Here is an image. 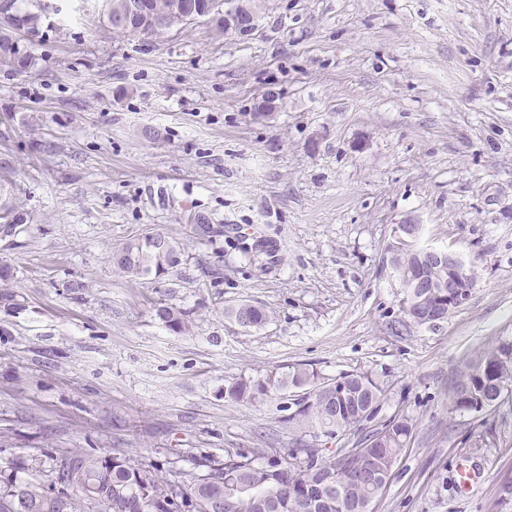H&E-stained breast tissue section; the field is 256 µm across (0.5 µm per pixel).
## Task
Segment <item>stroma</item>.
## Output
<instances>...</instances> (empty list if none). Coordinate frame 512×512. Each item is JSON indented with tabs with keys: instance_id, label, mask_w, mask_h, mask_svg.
<instances>
[{
	"instance_id": "obj_1",
	"label": "stroma",
	"mask_w": 512,
	"mask_h": 512,
	"mask_svg": "<svg viewBox=\"0 0 512 512\" xmlns=\"http://www.w3.org/2000/svg\"><path fill=\"white\" fill-rule=\"evenodd\" d=\"M55 2L19 37L29 67L0 65V207L24 218L0 233L22 303L0 312L16 442L0 468L92 442L176 480L228 448L331 455L404 418L374 512H512V395L448 409L461 362L512 344V0H224L247 3L252 31L202 18L152 36L112 30L102 0ZM398 224L475 274L437 326L395 329ZM148 233L183 261L130 278L112 257ZM161 299L192 312L191 334L162 324ZM244 300L266 324L225 316ZM297 364L369 372L387 398L336 440L290 430L288 392L224 395Z\"/></svg>"
}]
</instances>
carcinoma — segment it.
<instances>
[{
	"mask_svg": "<svg viewBox=\"0 0 512 512\" xmlns=\"http://www.w3.org/2000/svg\"><path fill=\"white\" fill-rule=\"evenodd\" d=\"M8 16H0V64L21 71L28 67L30 55L14 40L21 27L39 32L49 9L45 0H34L33 9L14 11L16 0H0ZM179 243L161 234L131 239L113 255L114 264L126 275H161L181 264ZM420 248L396 253L393 270L407 294L403 319L398 325L413 323L416 310H425L448 301V269L420 264ZM423 276L434 284L437 293L412 287ZM155 316L174 334L188 335L194 327L192 313L172 303L153 305ZM225 315L242 328H259L269 319L262 306L242 302L225 309ZM297 392L295 410L288 416L293 428L319 431L326 437L358 430L368 417L364 412L379 409L387 389L364 371H350L336 379H322L313 370L298 364L279 376L253 382L240 380L224 388V396L236 401L258 402L272 392ZM512 394V345L502 344L470 357L458 371L448 395V408L470 411L481 403ZM374 467L384 477L405 448L409 424L396 421L379 430ZM303 458H298V455ZM365 459L350 450L344 462L325 457L318 448H291L288 459L268 458L256 451L224 450V459H209L202 469L182 473V480L169 481L159 474L154 463L133 464L116 451L98 455L95 449L71 448L59 464L49 470L48 479L17 481L19 470L41 471V463L20 459L11 471L0 470V512H87L100 505L104 512H309L303 497L305 487L327 478V502L315 512H339L336 504L355 512L359 503H371L387 482L370 485L357 479Z\"/></svg>",
	"mask_w": 512,
	"mask_h": 512,
	"instance_id": "1",
	"label": "carcinoma"
}]
</instances>
